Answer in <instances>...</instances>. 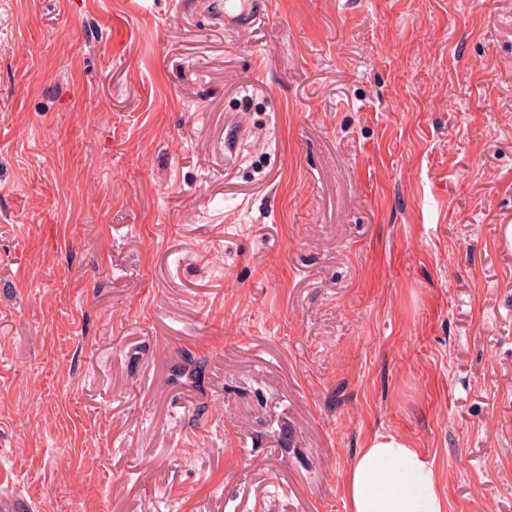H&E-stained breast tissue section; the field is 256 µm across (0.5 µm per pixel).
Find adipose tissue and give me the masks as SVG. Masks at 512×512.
<instances>
[{
  "label": "adipose tissue",
  "mask_w": 512,
  "mask_h": 512,
  "mask_svg": "<svg viewBox=\"0 0 512 512\" xmlns=\"http://www.w3.org/2000/svg\"><path fill=\"white\" fill-rule=\"evenodd\" d=\"M348 512H448L438 473L398 435L375 436L344 476Z\"/></svg>",
  "instance_id": "adipose-tissue-1"
}]
</instances>
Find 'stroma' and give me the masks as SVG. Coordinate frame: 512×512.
Listing matches in <instances>:
<instances>
[{
	"label": "stroma",
	"mask_w": 512,
	"mask_h": 512,
	"mask_svg": "<svg viewBox=\"0 0 512 512\" xmlns=\"http://www.w3.org/2000/svg\"><path fill=\"white\" fill-rule=\"evenodd\" d=\"M195 2L0 0V488L512 512V0ZM207 10L212 18L224 27L245 29L264 17L270 9V0L207 1ZM348 512H447L439 474L398 435L375 436L344 476Z\"/></svg>",
	"instance_id": "35a3bbf8"
}]
</instances>
